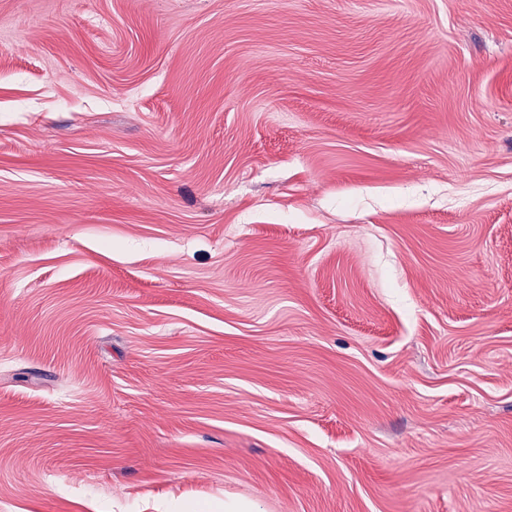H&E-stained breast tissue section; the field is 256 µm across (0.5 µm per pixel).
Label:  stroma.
<instances>
[{"mask_svg": "<svg viewBox=\"0 0 512 512\" xmlns=\"http://www.w3.org/2000/svg\"><path fill=\"white\" fill-rule=\"evenodd\" d=\"M512 512V0H0V512Z\"/></svg>", "mask_w": 512, "mask_h": 512, "instance_id": "stroma-1", "label": "stroma"}]
</instances>
